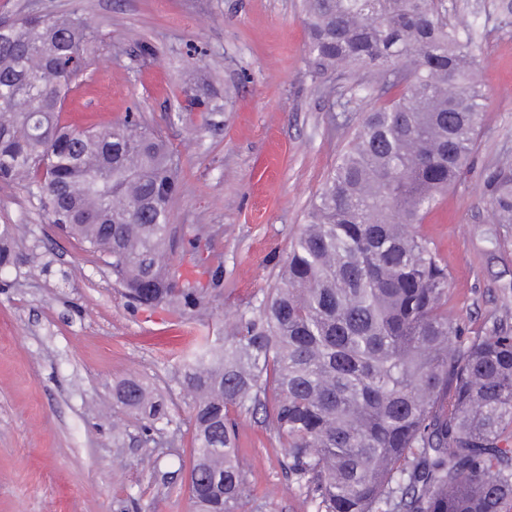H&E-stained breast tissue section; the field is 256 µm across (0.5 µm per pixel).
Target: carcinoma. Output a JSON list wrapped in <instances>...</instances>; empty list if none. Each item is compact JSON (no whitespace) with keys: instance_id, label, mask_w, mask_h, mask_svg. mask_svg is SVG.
Masks as SVG:
<instances>
[{"instance_id":"1","label":"carcinoma","mask_w":512,"mask_h":512,"mask_svg":"<svg viewBox=\"0 0 512 512\" xmlns=\"http://www.w3.org/2000/svg\"><path fill=\"white\" fill-rule=\"evenodd\" d=\"M303 11L315 76L368 68L380 83L363 96L403 92L366 114L267 297L223 345L204 333L182 360L196 512L250 498L235 414L256 409L314 512H512V326L466 335L448 314V267L417 231L484 125L471 34L447 22L446 0H303ZM103 43L76 11L0 21V181L107 258L133 303L183 317L211 295L176 264L201 247L170 224L179 152L131 114L104 130L63 120ZM489 205L512 224L511 167L492 174ZM11 240L1 225L0 267ZM114 399L145 433L167 418L134 379Z\"/></svg>"}]
</instances>
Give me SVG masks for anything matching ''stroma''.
Returning <instances> with one entry per match:
<instances>
[{"instance_id":"1","label":"stroma","mask_w":512,"mask_h":512,"mask_svg":"<svg viewBox=\"0 0 512 512\" xmlns=\"http://www.w3.org/2000/svg\"><path fill=\"white\" fill-rule=\"evenodd\" d=\"M506 2L447 0L449 23L472 30V78L489 100L470 169L419 226L448 267L449 312L475 332L512 321V224L487 204L491 173L512 166ZM73 11L124 47L98 50L77 97L167 133L181 156L171 222L211 244L180 273L205 286L220 265L224 279L181 321L132 305L37 197L0 183V224L16 238L0 270V512H195L179 355L203 330L223 341L225 324L277 282L311 199L373 107L356 89L376 74L314 77L301 0H0V19ZM197 86L204 106L183 111ZM131 376L168 409L148 438L137 421L116 430L99 418ZM238 433L252 489L242 512H313L273 427L245 413Z\"/></svg>"}]
</instances>
